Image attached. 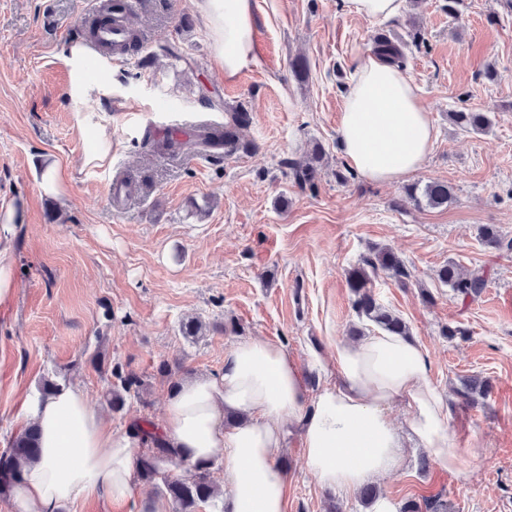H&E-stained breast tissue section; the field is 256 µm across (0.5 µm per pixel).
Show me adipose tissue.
<instances>
[{"instance_id":"obj_1","label":"adipose tissue","mask_w":512,"mask_h":512,"mask_svg":"<svg viewBox=\"0 0 512 512\" xmlns=\"http://www.w3.org/2000/svg\"><path fill=\"white\" fill-rule=\"evenodd\" d=\"M253 0H203L225 78L254 62ZM435 139L419 90L400 68L367 54L353 72L340 117L339 148L367 180L392 183L414 173ZM336 378L310 389L277 340L239 342L215 375L168 391L160 436L187 462L223 461L222 512H286L279 458L286 426L299 427L304 462L321 486L349 492L394 472L405 440L444 470L459 472L449 405L434 386L427 352L409 337L378 331L341 343ZM403 405V426L391 411ZM22 426L36 430L40 458L25 466L14 512H62L90 498L138 500V512H168L160 497L135 496L132 430L112 431L75 386L27 398Z\"/></svg>"}]
</instances>
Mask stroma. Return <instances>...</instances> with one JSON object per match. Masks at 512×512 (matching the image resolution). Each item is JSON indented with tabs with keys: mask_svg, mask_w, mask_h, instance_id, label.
<instances>
[{
	"mask_svg": "<svg viewBox=\"0 0 512 512\" xmlns=\"http://www.w3.org/2000/svg\"><path fill=\"white\" fill-rule=\"evenodd\" d=\"M199 2L138 0L140 50L95 56L74 97L65 57L83 42L85 0H0V212L17 213L7 245L16 293L0 307V451L22 397L45 379L79 386L116 431L160 421L172 381L219 372L254 336L283 343L304 379L322 383L336 342L373 329L351 306L347 273L387 247L411 277L378 274L374 291L429 355L463 472L421 469L423 449L408 448L377 487L396 510L438 495L448 512H512V253L479 235L492 224L512 238V0H463L456 20L444 0H421L386 21L350 15L340 0H254L255 62L231 80ZM379 34L402 46L436 130L409 180L448 182V205L418 208L401 183L336 177L349 167L338 139L352 71ZM165 42L186 62L163 56ZM204 94L247 104L242 137L254 151L217 160L146 142L202 114L223 121L204 111ZM460 110L488 113L489 130L454 125ZM318 145L315 186L299 188L289 165ZM118 172L136 189L121 213L109 191ZM451 261L485 268L476 302L439 282ZM193 318L201 331L184 335ZM449 325L466 336H444ZM164 361L173 378L158 374ZM116 366L143 380L119 412L106 399ZM470 377L490 389L466 406L452 389ZM284 446L287 512H370L359 493L321 487L297 428Z\"/></svg>",
	"mask_w": 512,
	"mask_h": 512,
	"instance_id": "35a3bbf8",
	"label": "stroma"
}]
</instances>
